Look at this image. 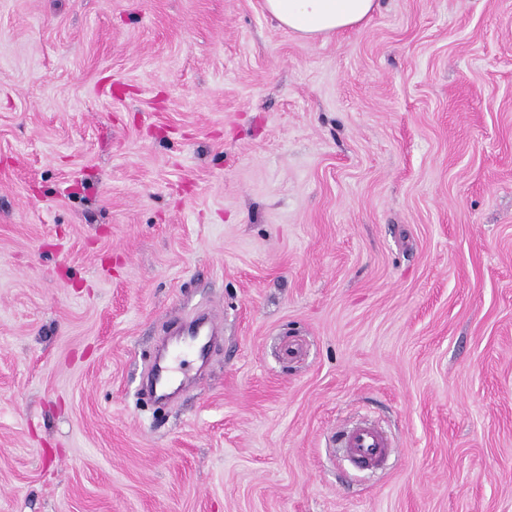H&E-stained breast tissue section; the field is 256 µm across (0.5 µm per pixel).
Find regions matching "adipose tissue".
Listing matches in <instances>:
<instances>
[{"mask_svg":"<svg viewBox=\"0 0 512 512\" xmlns=\"http://www.w3.org/2000/svg\"><path fill=\"white\" fill-rule=\"evenodd\" d=\"M378 5L379 0H265L271 20L313 43L362 25Z\"/></svg>","mask_w":512,"mask_h":512,"instance_id":"1","label":"adipose tissue"}]
</instances>
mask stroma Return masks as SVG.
Listing matches in <instances>:
<instances>
[{"label": "stroma", "mask_w": 512, "mask_h": 512, "mask_svg": "<svg viewBox=\"0 0 512 512\" xmlns=\"http://www.w3.org/2000/svg\"><path fill=\"white\" fill-rule=\"evenodd\" d=\"M0 512H512V0H0ZM379 1L265 0V9L278 26L314 43L367 22ZM176 352L178 351L172 353L166 363H155L152 368V389L158 398H166L170 394L165 390L169 382L175 379L173 376L172 358ZM345 458L355 468H381L393 451L386 432L377 424L360 422L343 428L338 436Z\"/></svg>", "instance_id": "obj_1"}]
</instances>
